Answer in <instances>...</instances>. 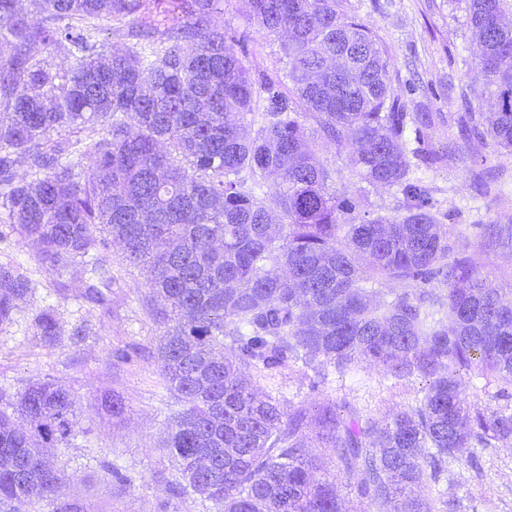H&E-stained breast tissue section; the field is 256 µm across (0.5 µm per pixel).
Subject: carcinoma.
Instances as JSON below:
<instances>
[{"label": "carcinoma", "mask_w": 512, "mask_h": 512, "mask_svg": "<svg viewBox=\"0 0 512 512\" xmlns=\"http://www.w3.org/2000/svg\"><path fill=\"white\" fill-rule=\"evenodd\" d=\"M18 2L0 0V242L18 234L41 264L82 266V298L98 305L115 281L109 241L145 265L156 319L175 321L158 347L176 404L162 449L184 479L172 496L215 512H344L314 432L359 501L445 512L439 485L462 449L512 447V301L410 177L408 126L421 136L431 118L392 92L377 32L349 0H249L250 20L286 35L282 78L251 74L223 0H172L181 20L163 28L135 21L140 0H41L39 21ZM465 5L472 82L493 103L477 112L465 96L458 128L512 154V0ZM102 18L121 47L97 43ZM328 146L354 147L353 177L400 191L401 211L370 218L363 194L336 195ZM29 289L0 265V325ZM34 323L59 333L50 308ZM297 363L313 388L359 364L432 381L389 418L312 415L280 395ZM463 371L496 385V406L467 400ZM79 414L50 380L0 391V510L86 512L57 496L67 475L34 448L68 443Z\"/></svg>", "instance_id": "1"}]
</instances>
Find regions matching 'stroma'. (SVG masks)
<instances>
[{
    "label": "stroma",
    "instance_id": "obj_1",
    "mask_svg": "<svg viewBox=\"0 0 512 512\" xmlns=\"http://www.w3.org/2000/svg\"><path fill=\"white\" fill-rule=\"evenodd\" d=\"M363 22L381 37L389 59L395 95L408 111L427 112L432 127L423 154L438 161L420 175L432 190L439 220L450 233L468 235L482 245V224L512 225V158L491 143L460 137V95L468 90L469 72L478 60L476 34L466 24L459 0H350ZM247 0H224V23L246 50V64L268 74L285 73L288 65L280 36L251 22ZM11 263L32 281L10 323L0 326V391L13 393L36 379L49 378L71 389L82 405L77 435L69 444L46 449L45 455L67 479L59 494L87 503L89 512H157L169 497L166 481L178 465L163 452L171 415V394L163 381L158 356L164 328L148 309L147 272L128 264L113 249L118 280L108 309L81 297L84 273L72 266L56 272L37 260L28 239L0 246V264ZM54 309L61 334L47 342L39 336L34 315ZM134 351L133 361L120 357ZM430 383L415 375L395 379L376 369H361L311 389L304 369L289 370L284 396L317 411L326 402L353 405L390 415L413 406ZM120 395L127 411L117 421L98 413L102 395ZM131 476L117 491L108 466ZM481 471L459 460L448 470V512H512V448L483 455Z\"/></svg>",
    "mask_w": 512,
    "mask_h": 512
}]
</instances>
